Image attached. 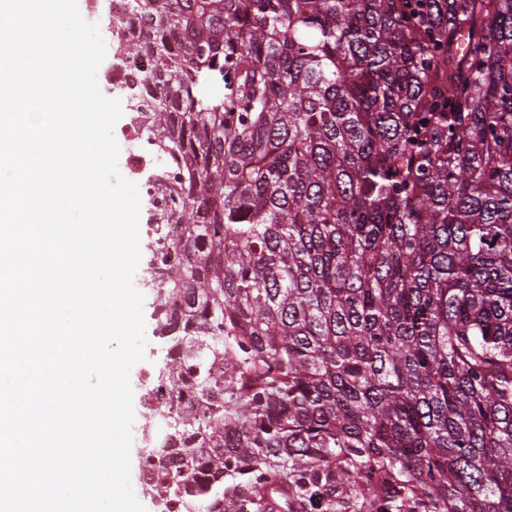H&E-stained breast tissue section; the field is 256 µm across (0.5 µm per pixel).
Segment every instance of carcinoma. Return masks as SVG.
I'll return each instance as SVG.
<instances>
[{
	"label": "carcinoma",
	"instance_id": "cac0c4a2",
	"mask_svg": "<svg viewBox=\"0 0 512 512\" xmlns=\"http://www.w3.org/2000/svg\"><path fill=\"white\" fill-rule=\"evenodd\" d=\"M125 2L176 170L146 256L206 270L155 291L159 376L203 403L159 412L163 491L512 512V0Z\"/></svg>",
	"mask_w": 512,
	"mask_h": 512
}]
</instances>
